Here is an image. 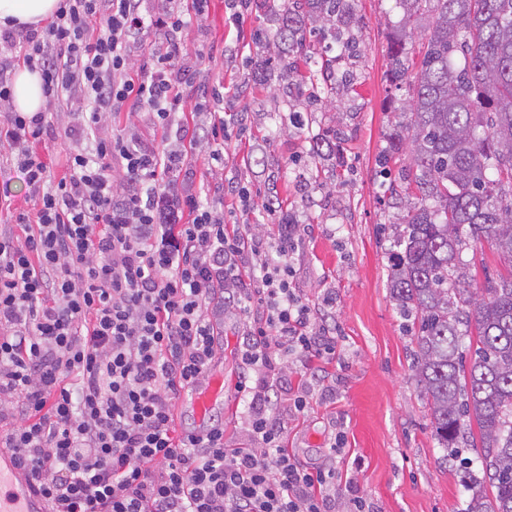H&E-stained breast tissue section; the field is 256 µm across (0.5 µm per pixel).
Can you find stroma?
<instances>
[{"label":"stroma","mask_w":512,"mask_h":512,"mask_svg":"<svg viewBox=\"0 0 512 512\" xmlns=\"http://www.w3.org/2000/svg\"><path fill=\"white\" fill-rule=\"evenodd\" d=\"M290 3L253 0L232 28L224 0H210L207 17L190 25L187 95L223 91L229 137L220 169H209L203 153L186 145L187 177L173 189L205 195L229 225L261 224L272 234L287 215L309 227L293 256V286L313 308L332 298L336 357L323 365L301 412L294 409L301 376L281 369L268 375L279 387L283 445L297 464L311 470L332 459L339 474H357L358 494L372 512H459L466 494L441 460L428 405L411 376L415 342L388 289L387 228L408 207L389 202L399 166L380 164L405 100L387 77L403 11L398 0H344L347 43L333 41L329 26L307 25L309 69L319 70L323 58L336 60V93L329 98L292 71L268 83L255 78L277 53V18ZM330 133L331 152L319 147ZM241 188L253 195L252 210L240 209ZM34 204L22 174L0 166V225ZM215 320L211 371L223 375L225 388L216 419L224 424L225 447L245 448L239 386L257 383L241 361L247 324L232 311ZM336 441L345 448L338 457L331 454Z\"/></svg>","instance_id":"obj_1"}]
</instances>
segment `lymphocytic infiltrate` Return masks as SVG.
Segmentation results:
<instances>
[{"label": "lymphocytic infiltrate", "mask_w": 512, "mask_h": 512, "mask_svg": "<svg viewBox=\"0 0 512 512\" xmlns=\"http://www.w3.org/2000/svg\"><path fill=\"white\" fill-rule=\"evenodd\" d=\"M59 0L41 32L0 29V107L12 101L16 60L39 73L44 110L13 112L0 132V165L17 166L36 199L0 226V438L49 512H365L340 500L336 467L301 468L283 446L273 385L250 390L251 447L224 446V427L176 434L180 393L207 378L215 352L208 315L215 285L227 309L253 320L246 370L276 359L306 369L333 359L336 339L316 329L292 288V241L245 225L198 195L169 197L162 176L180 171L186 105L209 115L198 143L224 164V120L183 89L187 16L209 0ZM161 38L144 47L141 37ZM149 51L148 74L133 64ZM148 107L169 145L123 132L103 137L112 114ZM65 136L69 172L51 181L31 141ZM26 235L17 238L14 226Z\"/></svg>", "instance_id": "obj_1"}]
</instances>
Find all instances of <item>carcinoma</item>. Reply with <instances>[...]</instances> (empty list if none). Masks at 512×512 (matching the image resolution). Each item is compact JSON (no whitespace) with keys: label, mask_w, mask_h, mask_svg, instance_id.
<instances>
[{"label":"carcinoma","mask_w":512,"mask_h":512,"mask_svg":"<svg viewBox=\"0 0 512 512\" xmlns=\"http://www.w3.org/2000/svg\"><path fill=\"white\" fill-rule=\"evenodd\" d=\"M343 0H293L276 40L300 72L308 21L336 24ZM388 80L407 88L409 119L390 134L391 184L415 205L394 225L389 288L414 317L413 376L443 460L467 493L461 512H512V0H400ZM428 14L418 70L407 80L408 28ZM488 245L511 262L479 283L462 259ZM470 363H465L466 353Z\"/></svg>","instance_id":"obj_1"}]
</instances>
